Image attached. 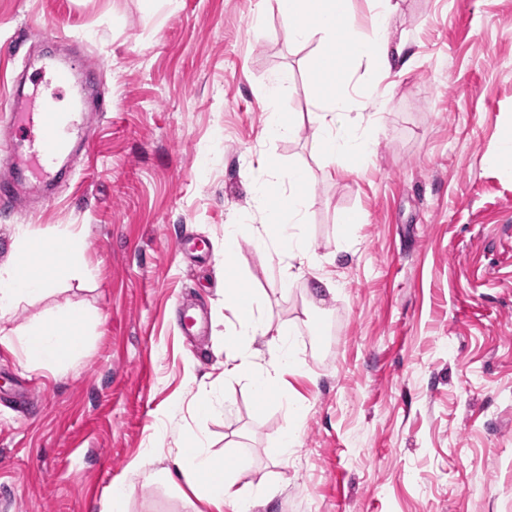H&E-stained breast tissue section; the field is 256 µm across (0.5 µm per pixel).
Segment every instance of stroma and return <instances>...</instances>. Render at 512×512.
<instances>
[{"label":"stroma","instance_id":"35a3bbf8","mask_svg":"<svg viewBox=\"0 0 512 512\" xmlns=\"http://www.w3.org/2000/svg\"><path fill=\"white\" fill-rule=\"evenodd\" d=\"M258 0H0V99L64 31L112 94L92 149L68 161L56 197L29 212L0 202V262L25 230L79 235L88 280L70 279L0 317L14 330L63 306L99 322L74 369L32 371L0 351V512H102L145 448L172 467L178 431L214 453L239 446L265 485L260 512H512V0H402L410 72L388 103L361 173L324 168L308 114L322 86L313 44L289 40ZM296 132L265 139L270 78ZM309 174L313 251L336 297L283 284L279 256L241 240L236 263L267 316L293 327L300 372L287 397L257 402L223 382L224 226L258 207L250 162ZM357 210L364 223L340 216ZM203 310L204 334L180 317ZM222 408H192L198 380ZM305 408L287 462L266 455ZM128 512H196L189 488L136 479Z\"/></svg>","mask_w":512,"mask_h":512}]
</instances>
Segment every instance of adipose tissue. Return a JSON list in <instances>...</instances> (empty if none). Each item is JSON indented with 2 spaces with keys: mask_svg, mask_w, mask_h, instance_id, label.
<instances>
[{
  "mask_svg": "<svg viewBox=\"0 0 512 512\" xmlns=\"http://www.w3.org/2000/svg\"><path fill=\"white\" fill-rule=\"evenodd\" d=\"M275 6L288 23V37L304 44L317 41L310 68L322 83L342 77L351 60L370 63V79L359 98L328 89L312 115L314 135L324 166L337 173H358L374 153L377 110L386 99L381 82L392 72H404L410 63L407 41L392 42L390 29L400 0H377L366 27L356 25L351 0H261ZM373 102L371 114L358 112L357 100ZM253 194L274 201L271 212L257 223H231L224 227V263L232 265L242 238H250L265 252L279 255L278 276L293 282L312 270L319 303L336 295L332 273L317 270V259L304 233L308 199L305 169L280 167L271 158H259L251 168ZM18 263L0 265V314L22 300L49 294L59 280L88 276L79 259L74 233L54 235L32 232L15 244ZM224 309L232 315L225 336V381L245 380L257 400L264 401L281 388L286 374L298 371L290 329L273 323L261 312L260 298L244 287L242 279L226 281ZM98 321L93 309L67 306L12 334L0 335V347L18 356L30 369L64 371L83 356L92 328ZM205 432L181 440L173 463L194 496L209 512H242L253 507L261 492L246 481L237 454L214 458Z\"/></svg>",
  "mask_w": 512,
  "mask_h": 512,
  "instance_id": "adipose-tissue-1",
  "label": "adipose tissue"
}]
</instances>
